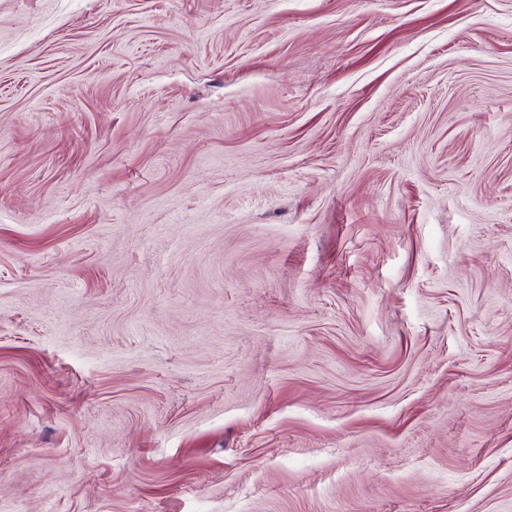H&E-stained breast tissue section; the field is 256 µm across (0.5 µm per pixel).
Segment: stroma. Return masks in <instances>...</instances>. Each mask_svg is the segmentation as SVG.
Returning <instances> with one entry per match:
<instances>
[{
    "label": "stroma",
    "mask_w": 512,
    "mask_h": 512,
    "mask_svg": "<svg viewBox=\"0 0 512 512\" xmlns=\"http://www.w3.org/2000/svg\"><path fill=\"white\" fill-rule=\"evenodd\" d=\"M0 512H512V0H0Z\"/></svg>",
    "instance_id": "obj_1"
}]
</instances>
